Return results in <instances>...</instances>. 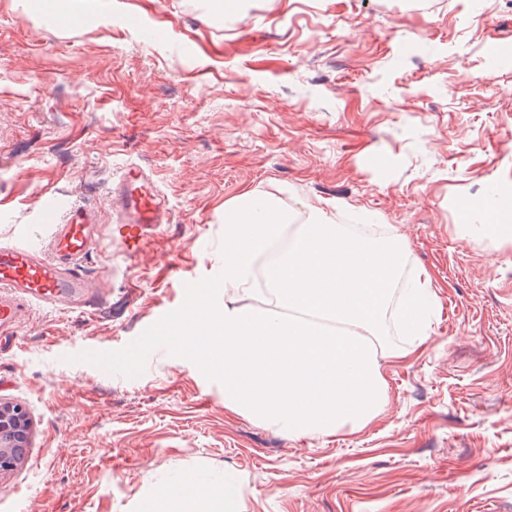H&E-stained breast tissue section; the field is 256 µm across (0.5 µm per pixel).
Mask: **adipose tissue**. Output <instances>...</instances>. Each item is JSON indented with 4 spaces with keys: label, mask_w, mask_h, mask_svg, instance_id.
Returning <instances> with one entry per match:
<instances>
[{
    "label": "adipose tissue",
    "mask_w": 512,
    "mask_h": 512,
    "mask_svg": "<svg viewBox=\"0 0 512 512\" xmlns=\"http://www.w3.org/2000/svg\"><path fill=\"white\" fill-rule=\"evenodd\" d=\"M244 498V484L233 470L217 480L186 473L145 497L139 512H242Z\"/></svg>",
    "instance_id": "obj_1"
}]
</instances>
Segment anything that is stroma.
<instances>
[{"label": "stroma", "mask_w": 512, "mask_h": 512, "mask_svg": "<svg viewBox=\"0 0 512 512\" xmlns=\"http://www.w3.org/2000/svg\"><path fill=\"white\" fill-rule=\"evenodd\" d=\"M0 0V242L46 244L44 195L94 208L132 163L173 219L145 252L102 238L106 305L26 307L0 399L31 421L0 512H138L183 472L245 484L243 512H512V242L476 200L512 190V0ZM75 16L59 27V15ZM304 219L383 224L433 276L426 341L386 364L367 429L291 439L153 351L128 379L71 362L125 347L224 270L245 192Z\"/></svg>", "instance_id": "obj_1"}]
</instances>
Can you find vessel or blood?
I'll use <instances>...</instances> for the list:
<instances>
[{
    "mask_svg": "<svg viewBox=\"0 0 512 512\" xmlns=\"http://www.w3.org/2000/svg\"><path fill=\"white\" fill-rule=\"evenodd\" d=\"M117 217V239L135 254L171 221L167 198L155 187L149 173L127 165L111 190ZM39 219L50 227L46 245L24 241L0 244V335L17 334L22 306L37 302L53 308L66 303L90 306L100 302L84 276V264L100 239L95 210L54 196L46 197Z\"/></svg>",
    "mask_w": 512,
    "mask_h": 512,
    "instance_id": "vessel-or-blood-1",
    "label": "vessel or blood"
}]
</instances>
